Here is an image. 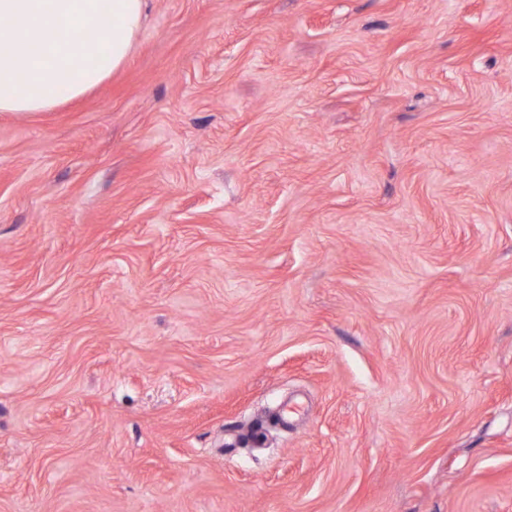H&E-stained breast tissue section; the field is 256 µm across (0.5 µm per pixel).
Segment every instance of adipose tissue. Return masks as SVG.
I'll return each mask as SVG.
<instances>
[{
  "label": "adipose tissue",
  "mask_w": 512,
  "mask_h": 512,
  "mask_svg": "<svg viewBox=\"0 0 512 512\" xmlns=\"http://www.w3.org/2000/svg\"><path fill=\"white\" fill-rule=\"evenodd\" d=\"M147 0H0V112H46L131 56Z\"/></svg>",
  "instance_id": "1"
}]
</instances>
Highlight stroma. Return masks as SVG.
I'll return each mask as SVG.
<instances>
[{
    "instance_id": "35a3bbf8",
    "label": "stroma",
    "mask_w": 512,
    "mask_h": 512,
    "mask_svg": "<svg viewBox=\"0 0 512 512\" xmlns=\"http://www.w3.org/2000/svg\"><path fill=\"white\" fill-rule=\"evenodd\" d=\"M0 512H512V0H149L0 112Z\"/></svg>"
}]
</instances>
